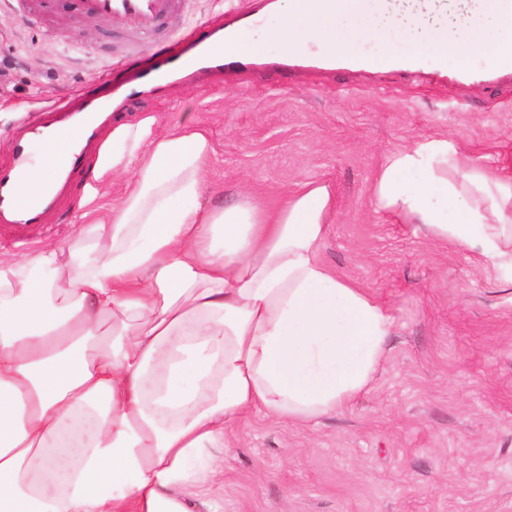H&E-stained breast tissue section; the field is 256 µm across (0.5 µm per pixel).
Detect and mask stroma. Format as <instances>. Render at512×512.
I'll return each instance as SVG.
<instances>
[{
    "label": "stroma",
    "mask_w": 512,
    "mask_h": 512,
    "mask_svg": "<svg viewBox=\"0 0 512 512\" xmlns=\"http://www.w3.org/2000/svg\"><path fill=\"white\" fill-rule=\"evenodd\" d=\"M11 5L0 0L1 163L17 113L98 81L121 86L152 51L176 49L171 31L222 24L226 9L225 0H188L147 48L132 31L62 8L41 22ZM408 39L398 30L385 47L359 40L367 67L313 73L264 35L263 68L168 84L121 116L152 114L161 131L204 129L215 150L208 183L228 203L245 195L275 207L301 183H332L339 217L319 255L393 318L386 359L350 407L296 424L258 413L225 430L210 492L222 512H512V288L473 252L377 219L369 205L385 156L423 138L453 142L462 164L512 190V68L489 72L479 54L464 70L423 57L419 68L444 72L442 84L370 67L384 52L403 56ZM89 180L86 171L74 178L33 239L1 231L0 254L70 239Z\"/></svg>",
    "instance_id": "1"
}]
</instances>
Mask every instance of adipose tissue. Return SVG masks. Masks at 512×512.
<instances>
[{
  "label": "adipose tissue",
  "instance_id": "ef3b65f1",
  "mask_svg": "<svg viewBox=\"0 0 512 512\" xmlns=\"http://www.w3.org/2000/svg\"><path fill=\"white\" fill-rule=\"evenodd\" d=\"M213 155L191 124H117L81 198L92 219L0 259V512H219L227 426L342 410L377 374L391 318L318 255L332 185L206 204ZM371 207L512 286V196L447 141L388 154Z\"/></svg>",
  "mask_w": 512,
  "mask_h": 512
}]
</instances>
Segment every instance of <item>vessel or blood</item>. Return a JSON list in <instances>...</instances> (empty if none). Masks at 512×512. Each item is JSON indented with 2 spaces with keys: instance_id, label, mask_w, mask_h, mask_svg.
Returning <instances> with one entry per match:
<instances>
[{
  "instance_id": "vessel-or-blood-1",
  "label": "vessel or blood",
  "mask_w": 512,
  "mask_h": 512,
  "mask_svg": "<svg viewBox=\"0 0 512 512\" xmlns=\"http://www.w3.org/2000/svg\"><path fill=\"white\" fill-rule=\"evenodd\" d=\"M76 15L108 24L135 28L150 36L177 8L179 0H69ZM191 53L168 52L153 65L141 70L127 93L100 96L90 89L74 99L42 111L35 119L23 120L15 137L8 162L0 164V228H12L18 237H29L44 225L59 194L65 190L86 160L98 152L100 133L112 123L126 95L156 91L162 79L192 78L205 73H245L260 66L255 49H224V28L201 22L180 36ZM51 148L54 169L44 192L29 203H22L19 190L34 165L39 149Z\"/></svg>"
}]
</instances>
